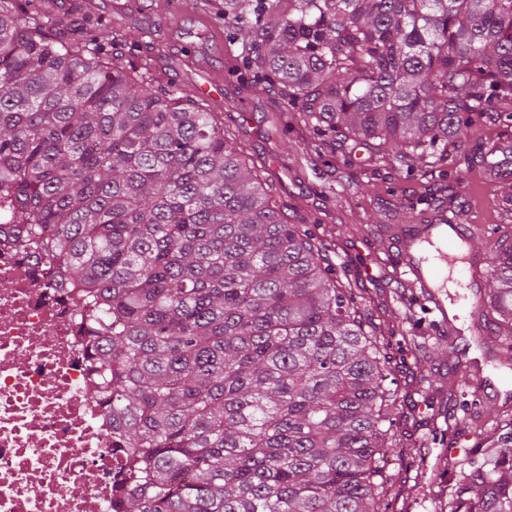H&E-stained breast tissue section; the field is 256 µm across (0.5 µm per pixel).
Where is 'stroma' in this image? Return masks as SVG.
I'll return each mask as SVG.
<instances>
[{"label": "stroma", "instance_id": "35a3bbf8", "mask_svg": "<svg viewBox=\"0 0 512 512\" xmlns=\"http://www.w3.org/2000/svg\"><path fill=\"white\" fill-rule=\"evenodd\" d=\"M50 22L78 26L84 10L111 22L122 47L135 52L163 83L190 92L211 85L229 138L241 144L255 167L271 180L278 205L291 222L310 227L324 243L341 281L360 295L368 328L381 333L396 356L407 359L397 372L401 409L395 431L399 447L389 449L385 466L386 512H436L455 476L440 466L450 450L460 456H488L495 408L449 405L446 418L431 419L420 375H445L457 361L499 371L494 341L476 345L469 312L470 282H487L484 265L448 269L445 298L461 303L457 326L468 346L460 358L448 355V329L397 274L402 259L387 228L392 224H470L473 247L491 243L493 225L512 224L499 190L470 173L458 190L463 211L452 210L446 193L428 201L430 167L394 168L387 148L363 141L321 138L313 126L277 93L265 90L243 66L248 46L230 38L223 20L201 12L193 0H34ZM418 337L426 350L407 357L402 334Z\"/></svg>", "mask_w": 512, "mask_h": 512}]
</instances>
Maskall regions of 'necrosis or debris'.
Here are the masks:
<instances>
[{
  "label": "necrosis or debris",
  "instance_id": "obj_1",
  "mask_svg": "<svg viewBox=\"0 0 512 512\" xmlns=\"http://www.w3.org/2000/svg\"><path fill=\"white\" fill-rule=\"evenodd\" d=\"M0 236V512H111L112 417L73 291Z\"/></svg>",
  "mask_w": 512,
  "mask_h": 512
}]
</instances>
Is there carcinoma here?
Listing matches in <instances>:
<instances>
[{"label": "carcinoma", "mask_w": 512, "mask_h": 512, "mask_svg": "<svg viewBox=\"0 0 512 512\" xmlns=\"http://www.w3.org/2000/svg\"><path fill=\"white\" fill-rule=\"evenodd\" d=\"M245 67L334 140L397 167L512 186V0H223ZM0 207L77 288L95 398L123 449L112 512H382L399 410L389 349L309 229L224 133L217 106L164 85L102 21L81 31L0 0ZM487 301L512 362V240L490 248ZM447 397L467 382L425 378ZM448 512H512V419Z\"/></svg>", "instance_id": "cac0c4a2"}]
</instances>
